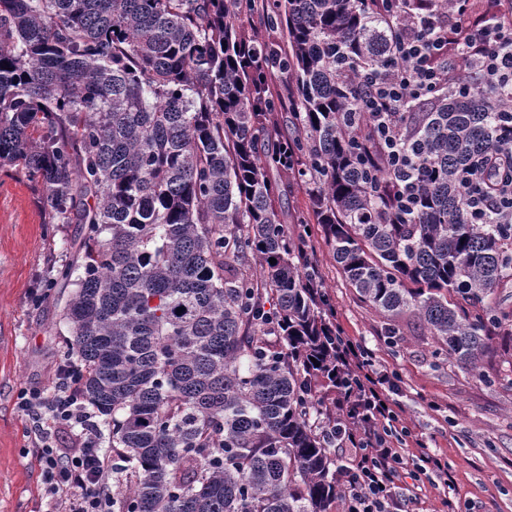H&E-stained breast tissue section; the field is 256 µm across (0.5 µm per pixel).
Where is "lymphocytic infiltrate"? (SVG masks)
<instances>
[{
    "label": "lymphocytic infiltrate",
    "mask_w": 512,
    "mask_h": 512,
    "mask_svg": "<svg viewBox=\"0 0 512 512\" xmlns=\"http://www.w3.org/2000/svg\"><path fill=\"white\" fill-rule=\"evenodd\" d=\"M469 0H455L451 13L414 16L415 25H427L429 40L397 33L393 53L401 65L391 77L371 80L364 99L373 127L388 141L386 158L393 167L406 164L407 154L398 138L400 119L410 98L437 91L441 82L458 84L467 75L497 88L512 84V0H493L492 18L483 24L465 22ZM454 55H447L448 44ZM512 146L475 157L463 183L465 204L474 223H487L493 204L512 202ZM336 353V393L340 414L336 431L349 444L354 462L342 476L351 512H403L395 493L401 480L420 485L427 471H442L440 459L422 453L407 465L405 438L394 435L400 414L394 399L397 379L377 368L371 354L344 334L329 337ZM78 362L58 365L51 391L31 390L22 407L35 426L43 493L53 512H111L112 486L104 476L112 458L100 447L93 412L81 398Z\"/></svg>",
    "instance_id": "lymphocytic-infiltrate-1"
}]
</instances>
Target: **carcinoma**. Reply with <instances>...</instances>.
<instances>
[{
    "label": "carcinoma",
    "mask_w": 512,
    "mask_h": 512,
    "mask_svg": "<svg viewBox=\"0 0 512 512\" xmlns=\"http://www.w3.org/2000/svg\"><path fill=\"white\" fill-rule=\"evenodd\" d=\"M379 0H0V165L76 224L41 306L80 393L112 422V512H333L347 505L322 408L331 308L303 237L285 235L270 167L312 184V212L357 299L417 318L435 357L479 367L512 309V212L472 224L461 173L512 145V88L476 80L401 123L415 207L360 111L390 76ZM287 33V50L242 16ZM288 76L280 134L272 75ZM260 279L246 274L249 256ZM276 259L272 264L269 259ZM77 278H72L74 272ZM182 311H177V308Z\"/></svg>",
    "instance_id": "carcinoma-1"
}]
</instances>
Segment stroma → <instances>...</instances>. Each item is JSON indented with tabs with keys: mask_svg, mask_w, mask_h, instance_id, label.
Segmentation results:
<instances>
[{
	"mask_svg": "<svg viewBox=\"0 0 512 512\" xmlns=\"http://www.w3.org/2000/svg\"><path fill=\"white\" fill-rule=\"evenodd\" d=\"M282 190L281 222L297 235L295 218L311 216L304 183L273 173ZM41 189L20 171L0 165V512H46L37 443L20 407L24 391L51 389L64 346L59 309H34L41 280L65 262L73 224L44 221ZM312 245L323 289L346 336L369 348L378 368L395 373L403 424L448 466L452 484L431 473L413 512H512V336L499 331L478 370L435 367L434 339L414 318L400 322L397 345L384 338L385 318L360 303L342 278L320 226Z\"/></svg>",
	"mask_w": 512,
	"mask_h": 512,
	"instance_id": "obj_1",
	"label": "stroma"
}]
</instances>
